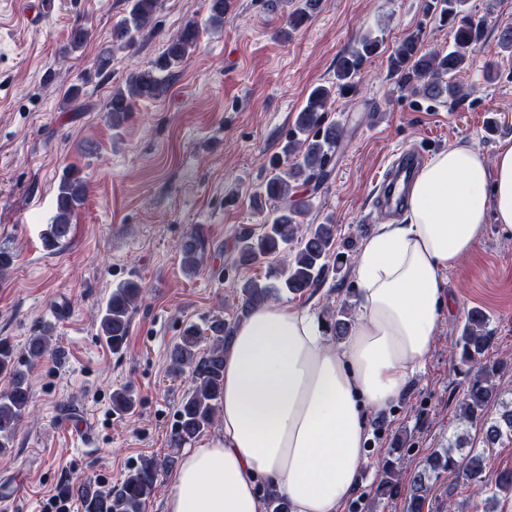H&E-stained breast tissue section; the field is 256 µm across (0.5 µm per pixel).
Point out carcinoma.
<instances>
[{
  "mask_svg": "<svg viewBox=\"0 0 512 512\" xmlns=\"http://www.w3.org/2000/svg\"><path fill=\"white\" fill-rule=\"evenodd\" d=\"M319 0H299L288 13V26L296 28L311 19ZM468 0H430L426 10L439 14L440 21L448 22L453 30V43L446 52L424 53L420 37L410 34L393 50L388 67L401 87L414 91L429 101L456 103L462 97V88L456 82L457 73L467 63V53L482 40L487 18L466 8ZM158 0H129L127 14L113 27L111 44L100 49L95 65L105 71L112 61L115 46L131 48L143 32L154 26ZM199 28L190 22L167 41L164 52L148 66L135 70L126 79L125 87L113 90L108 105L112 127L122 126L133 104L140 98L160 96L191 49L198 41ZM88 38V30L76 27L71 32L63 52L81 49ZM378 39L369 35L359 38L357 44L341 55L336 64V83L332 87L316 86L306 105L298 112L288 141L282 152L289 160L287 168L273 175L265 184L266 195L277 201L272 216L259 234L243 229L237 236L233 263L237 266L263 264L272 257L281 261L268 266L266 278H250L241 285V308L246 312L282 292L302 294L317 288L331 272H338L343 262L330 265L335 243L336 225L332 221L321 224H300V217L311 209L310 198L293 196V184L302 181L323 185L330 176V164L336 147L343 138L344 129L338 123H326L325 112L335 92L349 93L355 88V78L365 63L377 54ZM84 182L67 171L63 173L56 195V215L47 225L43 240L46 248H64L71 239V217L86 199ZM180 250L185 270L193 274L203 264L210 251V241L203 231L188 234ZM142 284L129 280L112 289V294L99 313V331L112 351H120L126 343L131 314L141 298ZM351 326L348 308L340 307L331 315L329 331L340 336ZM235 327L221 317L212 318L206 327H187L179 341L169 350V370L175 375L190 372L192 387L183 395L179 419L169 437L172 454L161 461L147 459L130 471L124 479L107 491L90 484L77 489L80 512H142L153 491L159 471L170 467L176 453L195 441L211 428L217 416L224 392V350L234 338ZM493 340L487 330V318L479 311L471 312L460 336L452 343V353L473 371V378L462 403V418L480 424L485 439L496 444L512 437V401L500 397L492 382L498 366L484 359ZM48 351V338L33 336L27 345V355L34 362ZM11 378L10 387L0 392V459L9 455L14 436L28 412L30 391L26 374L15 367L14 350L0 340V374ZM132 394L123 389L112 396V410L124 413L132 408ZM464 442L432 452L421 468L410 474L412 495L407 512H429L431 494L438 482L448 474L462 475L478 489L485 486L484 453L471 448L461 453Z\"/></svg>",
  "mask_w": 512,
  "mask_h": 512,
  "instance_id": "1",
  "label": "carcinoma"
}]
</instances>
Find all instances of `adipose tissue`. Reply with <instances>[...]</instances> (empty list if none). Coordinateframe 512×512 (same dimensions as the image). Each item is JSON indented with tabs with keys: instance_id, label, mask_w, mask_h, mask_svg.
<instances>
[{
	"instance_id": "adipose-tissue-1",
	"label": "adipose tissue",
	"mask_w": 512,
	"mask_h": 512,
	"mask_svg": "<svg viewBox=\"0 0 512 512\" xmlns=\"http://www.w3.org/2000/svg\"><path fill=\"white\" fill-rule=\"evenodd\" d=\"M402 222L381 225L354 263L358 314L334 343L319 316L277 302L251 310L224 355L221 427L187 449L165 512H265L258 486L289 512H338L365 463L368 412L400 400L452 306L448 274L487 218L512 237V145L485 159L455 143L420 169Z\"/></svg>"
}]
</instances>
